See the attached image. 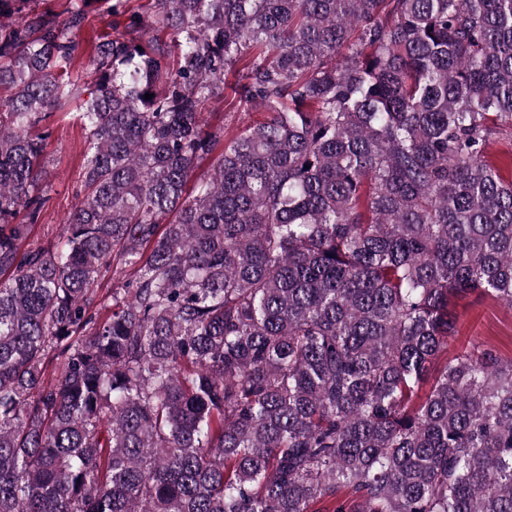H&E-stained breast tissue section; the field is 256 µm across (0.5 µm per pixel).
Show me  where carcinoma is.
Segmentation results:
<instances>
[{"instance_id": "obj_1", "label": "carcinoma", "mask_w": 512, "mask_h": 512, "mask_svg": "<svg viewBox=\"0 0 512 512\" xmlns=\"http://www.w3.org/2000/svg\"><path fill=\"white\" fill-rule=\"evenodd\" d=\"M41 2L0 0V512H512V359L448 355L512 308V0H149L83 100L70 29L128 0ZM235 81L229 74L226 80L227 86L224 88V96L217 99L209 107L206 116L212 126H223L229 124L231 131L237 128H243L256 121L264 119L265 112H234L236 111V98L230 85ZM52 132L46 140V162L42 175V185L51 200L38 224H35L31 237H55L57 240L65 231V224L78 202L76 190L82 156L85 150V134L81 126L73 120H59L52 114L44 123ZM487 160L495 165L506 181L512 180V141L495 138L487 149ZM457 312L458 332L449 341L448 355L475 339L500 358H512V309L489 297L469 296L459 303Z\"/></svg>"}]
</instances>
